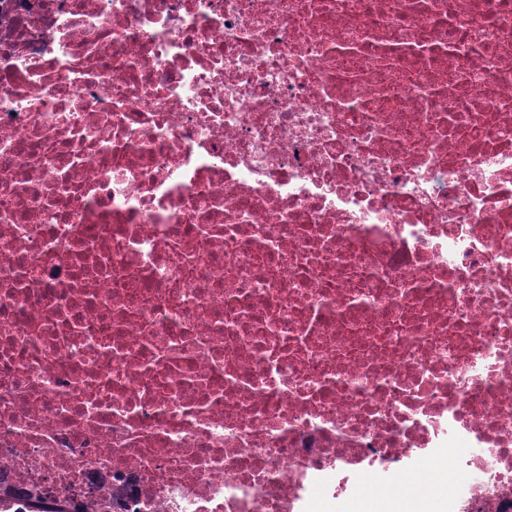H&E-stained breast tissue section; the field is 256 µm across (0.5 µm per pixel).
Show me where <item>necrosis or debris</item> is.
Here are the masks:
<instances>
[{
	"label": "necrosis or debris",
	"instance_id": "obj_1",
	"mask_svg": "<svg viewBox=\"0 0 512 512\" xmlns=\"http://www.w3.org/2000/svg\"><path fill=\"white\" fill-rule=\"evenodd\" d=\"M420 459L512 512V0H0V512Z\"/></svg>",
	"mask_w": 512,
	"mask_h": 512
}]
</instances>
